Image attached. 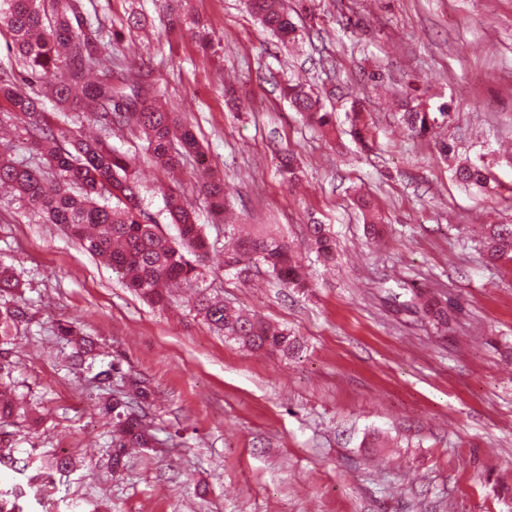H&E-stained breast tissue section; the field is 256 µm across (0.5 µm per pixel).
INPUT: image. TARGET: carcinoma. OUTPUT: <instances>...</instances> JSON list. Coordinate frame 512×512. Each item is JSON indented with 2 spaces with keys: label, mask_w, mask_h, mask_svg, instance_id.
Returning a JSON list of instances; mask_svg holds the SVG:
<instances>
[{
  "label": "carcinoma",
  "mask_w": 512,
  "mask_h": 512,
  "mask_svg": "<svg viewBox=\"0 0 512 512\" xmlns=\"http://www.w3.org/2000/svg\"><path fill=\"white\" fill-rule=\"evenodd\" d=\"M248 8L260 24L282 43L298 40L299 27L290 19L282 0H248ZM9 33L17 48L21 70L39 83H52L59 111L46 110L40 96L28 92L11 75L0 73V109L22 125L32 155L39 162L20 161L0 143V186H10L31 208L42 212L79 239L83 248L107 264L130 288L153 305L170 302L168 288L192 287L202 275L208 245L197 224L194 208L184 195L171 188L163 192L164 208L177 224L180 245H173L159 231L155 218L143 206L140 186L128 155L112 145V129H137L145 138V159L171 173L187 155L200 154L191 125L174 112L157 105L151 73L129 80L119 59L118 40L106 32L98 16L82 10L80 0H0V33ZM283 94L294 109L323 133L333 130L334 116L320 98L301 83L287 82ZM402 121L416 136L430 133L435 118L401 101ZM75 112V121L67 113ZM95 123L100 135L83 133V120ZM279 171L292 183L299 179L294 155L278 156ZM201 190L215 214L224 213V182L210 167L202 172ZM456 179L467 186L490 188L485 169L469 164L456 169ZM359 207L370 217L369 231L380 233L381 217L373 202L359 198ZM317 257H334L335 241L326 224L307 225ZM491 255H512V224L489 230ZM228 250L237 262L262 265L286 288H305L295 252L271 236L231 237ZM19 281L8 266H0V297L12 303L0 306V351L8 346L27 318L26 304L17 299ZM423 312L439 324L448 320L447 309L437 300L416 295ZM197 314L217 332L252 350H277L287 354L298 341L288 330L272 327L255 315L224 303V299L197 292ZM11 368L0 366V423L20 416L22 398L9 382ZM117 376L123 388L113 391L102 411L112 416V440L108 462L112 473L122 472L130 450L151 448L155 430L146 422L143 406L152 404V390L145 381L122 371L111 362L97 373L101 381ZM74 466L69 456L45 455L41 468L63 474Z\"/></svg>",
  "instance_id": "cac0c4a2"
}]
</instances>
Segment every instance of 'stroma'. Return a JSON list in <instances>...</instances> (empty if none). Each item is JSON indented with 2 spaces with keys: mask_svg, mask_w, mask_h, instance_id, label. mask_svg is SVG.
Masks as SVG:
<instances>
[{
  "mask_svg": "<svg viewBox=\"0 0 512 512\" xmlns=\"http://www.w3.org/2000/svg\"><path fill=\"white\" fill-rule=\"evenodd\" d=\"M171 2L92 0L121 31L127 68L151 69L166 109L194 125L224 178L225 221L195 190L197 161L169 173L143 163L139 133L112 142L138 159L144 205L171 241L161 188L193 203L211 245L203 287L300 345L242 348L191 312L182 290L167 308L149 306L0 191V265L28 309L9 354L26 413L0 442V492L22 489L24 512H512V258H490L485 240L488 225L512 224V0H310L307 14L285 0L295 45L264 31L245 0H179L175 26ZM187 17L213 32L208 50ZM297 76L334 113L333 137L283 97ZM228 81L247 109H227ZM406 90L438 116L426 137L402 122ZM440 140L451 154L438 153ZM279 149L299 158L297 186L277 172ZM467 163L489 170L492 191L457 181ZM360 191L385 220L373 243ZM313 222L329 225L335 262L308 246ZM228 223L292 243L309 290L224 269ZM412 285L447 302V325L403 309ZM60 320L95 342L91 363L73 368L74 345L54 334ZM112 361L154 390L159 439L117 475L112 419L99 410L112 388L96 379ZM50 453L73 457L74 469L47 476Z\"/></svg>",
  "mask_w": 512,
  "mask_h": 512,
  "instance_id": "35a3bbf8",
  "label": "stroma"
}]
</instances>
